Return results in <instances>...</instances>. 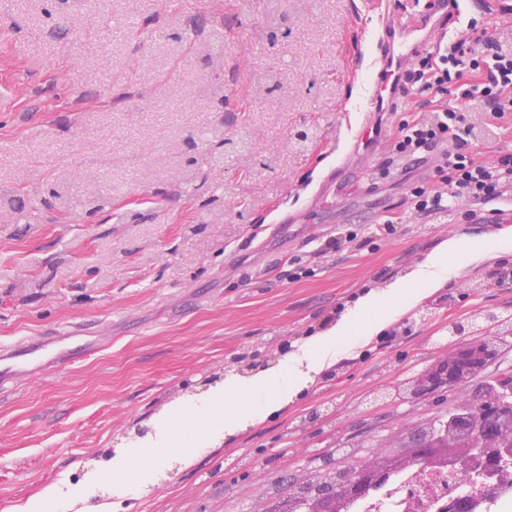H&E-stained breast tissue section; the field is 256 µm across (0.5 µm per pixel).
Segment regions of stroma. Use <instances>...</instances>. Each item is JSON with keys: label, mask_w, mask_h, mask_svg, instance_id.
Instances as JSON below:
<instances>
[{"label": "stroma", "mask_w": 512, "mask_h": 512, "mask_svg": "<svg viewBox=\"0 0 512 512\" xmlns=\"http://www.w3.org/2000/svg\"><path fill=\"white\" fill-rule=\"evenodd\" d=\"M368 0H0V189L32 223L0 224V344L77 331L95 354L19 374L0 389V512L57 484L99 494L97 478L171 405L223 385L228 371L274 368L337 324L363 292L407 277L444 240L512 227V201L419 217L412 191L434 168L397 160L408 96L382 116L381 142L354 157L376 187L341 185L315 214L284 223L334 164L332 143L367 109L377 21ZM91 25L65 33V15ZM147 26L140 44L129 24ZM224 36L214 72L190 38ZM219 81L223 110L184 95ZM487 162L512 154V112L484 113ZM237 143L219 163L197 134ZM109 208L67 217L73 202ZM389 205L392 225L343 221ZM430 316L420 320V309ZM356 348L289 406L189 466L165 464L127 512H253L314 470L397 445L456 395L371 404L460 343L449 322L512 311V254L428 289L421 307ZM329 410L313 423V410Z\"/></svg>", "instance_id": "1"}]
</instances>
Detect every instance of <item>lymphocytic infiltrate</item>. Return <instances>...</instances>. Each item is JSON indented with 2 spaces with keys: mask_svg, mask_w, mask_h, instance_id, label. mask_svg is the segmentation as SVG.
<instances>
[{
  "mask_svg": "<svg viewBox=\"0 0 512 512\" xmlns=\"http://www.w3.org/2000/svg\"><path fill=\"white\" fill-rule=\"evenodd\" d=\"M405 82L408 90L430 95L435 105L430 119L402 125L393 151L412 159L440 153L442 187H415L417 214L426 215L460 196L482 203L499 198L501 184L512 180V155L488 163L469 150L468 140L474 135V113L512 112V47L472 19L437 52L420 55L406 71ZM451 94L456 97L452 105L447 102Z\"/></svg>",
  "mask_w": 512,
  "mask_h": 512,
  "instance_id": "f902f5d3",
  "label": "lymphocytic infiltrate"
}]
</instances>
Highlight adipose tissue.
<instances>
[{"label": "adipose tissue", "instance_id": "1", "mask_svg": "<svg viewBox=\"0 0 512 512\" xmlns=\"http://www.w3.org/2000/svg\"><path fill=\"white\" fill-rule=\"evenodd\" d=\"M509 251L512 228L493 237L462 236L441 242L408 280L383 291L365 292L333 328L308 337L297 350L285 354L277 368L227 380L223 388L184 402L162 416L153 438L113 457L110 468L99 476L108 502L83 505L77 491L50 485L16 505L12 512H68L75 505L80 512H119V499L132 490L149 487L154 469L169 458L192 464L203 449L232 443L288 407L327 368L348 357L355 346L369 344L386 325L418 304L423 297L422 284L443 287L467 265Z\"/></svg>", "mask_w": 512, "mask_h": 512}]
</instances>
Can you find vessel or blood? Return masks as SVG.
Masks as SVG:
<instances>
[{
  "label": "vessel or blood",
  "mask_w": 512,
  "mask_h": 512,
  "mask_svg": "<svg viewBox=\"0 0 512 512\" xmlns=\"http://www.w3.org/2000/svg\"><path fill=\"white\" fill-rule=\"evenodd\" d=\"M463 15L461 0H384L378 16L375 65L370 73L369 109L395 111L403 95L402 79L418 55L436 50L449 23ZM64 335L23 336L0 345V386L22 372L37 373L46 365L77 360L89 347L64 348Z\"/></svg>",
  "instance_id": "b4317fda"
}]
</instances>
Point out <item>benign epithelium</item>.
<instances>
[{"label": "benign epithelium", "mask_w": 512, "mask_h": 512, "mask_svg": "<svg viewBox=\"0 0 512 512\" xmlns=\"http://www.w3.org/2000/svg\"><path fill=\"white\" fill-rule=\"evenodd\" d=\"M502 322L501 316L486 314L481 321L448 323V335L469 337V346L455 349L407 383L403 400L457 392V411L444 428L419 426L405 434L401 447L409 459L431 467L453 466L459 472L476 461L490 464L512 459V380L499 376L490 383L480 376L482 364L499 355L495 336ZM392 461L391 453L377 450L365 464L336 480L329 491L306 492L291 486L286 498L268 504L266 512H343L346 498L370 490Z\"/></svg>", "instance_id": "7a95c632"}]
</instances>
